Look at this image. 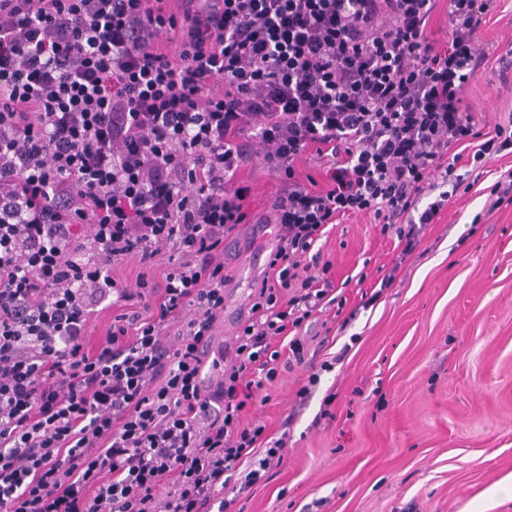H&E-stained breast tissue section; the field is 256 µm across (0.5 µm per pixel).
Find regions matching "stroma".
Here are the masks:
<instances>
[{
    "label": "stroma",
    "instance_id": "stroma-1",
    "mask_svg": "<svg viewBox=\"0 0 512 512\" xmlns=\"http://www.w3.org/2000/svg\"><path fill=\"white\" fill-rule=\"evenodd\" d=\"M512 43V0H500L477 47L497 58ZM464 108L485 132L512 118V85L488 68ZM512 174V153L466 175L429 225L392 288L360 308L361 292L384 274L393 244L369 218L322 238L336 283L356 317L324 314L306 326L307 352L334 360L299 414L307 375L283 373L251 413L278 429L292 418L280 467L239 501L242 512H512V205L491 186ZM271 224L239 225L224 240V312L217 342L229 344L263 265L245 256L275 247ZM332 334L321 348L318 337ZM331 405H324L325 396Z\"/></svg>",
    "mask_w": 512,
    "mask_h": 512
}]
</instances>
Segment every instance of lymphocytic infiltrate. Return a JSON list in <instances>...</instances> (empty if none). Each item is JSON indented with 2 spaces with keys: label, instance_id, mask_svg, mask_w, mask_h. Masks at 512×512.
<instances>
[{
  "label": "lymphocytic infiltrate",
  "instance_id": "lymphocytic-infiltrate-1",
  "mask_svg": "<svg viewBox=\"0 0 512 512\" xmlns=\"http://www.w3.org/2000/svg\"><path fill=\"white\" fill-rule=\"evenodd\" d=\"M497 3L0 0V512H233L281 464L287 434L245 415L280 371L306 369L304 400L330 368L301 335L348 303L327 227L367 215L395 238L377 301L459 188V148L476 170L512 148V122L463 107ZM307 153L324 187L298 177ZM241 224L278 245L209 384ZM164 249L162 281L113 279Z\"/></svg>",
  "mask_w": 512,
  "mask_h": 512
}]
</instances>
